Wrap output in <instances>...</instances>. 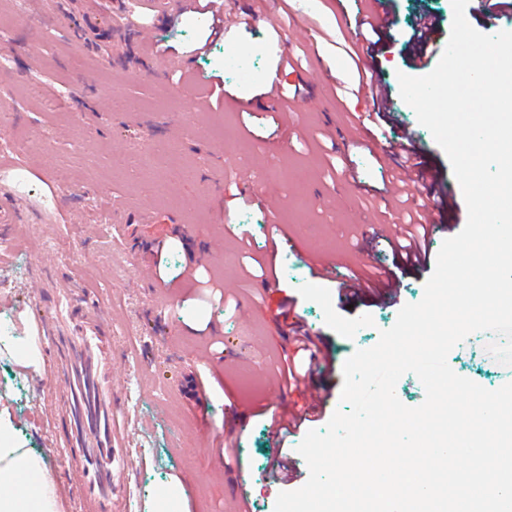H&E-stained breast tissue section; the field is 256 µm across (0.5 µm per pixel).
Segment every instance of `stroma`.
I'll return each instance as SVG.
<instances>
[{
  "label": "stroma",
  "mask_w": 512,
  "mask_h": 512,
  "mask_svg": "<svg viewBox=\"0 0 512 512\" xmlns=\"http://www.w3.org/2000/svg\"><path fill=\"white\" fill-rule=\"evenodd\" d=\"M115 0H0L11 54L0 64V201L17 199L24 215L19 244L0 245V322L13 338L0 342V404L10 412L14 442L60 455L45 401H61L46 366L61 349L43 343L39 314L52 299L39 286L66 282L112 319L113 377L119 395L113 439L133 460L126 483L132 503L115 499L116 512H157L152 490L177 487L175 512H274L277 496L307 481L297 447L307 431L324 429L340 405L341 368L359 349L373 347L401 307L419 302L432 266L397 265L385 241L367 253L394 276L340 299L338 283L315 277L311 258L352 261V234L382 220L395 206L381 192L375 161L385 138L356 130L352 116L367 99L340 94L352 83L353 63L338 41L348 31L356 0H312L303 16L284 19L281 0H224L236 15L224 33L172 0L164 17L149 8L110 24ZM393 19L376 58L390 102V136L412 134L424 151L426 182L447 188L436 218L460 232L467 207L444 151L419 124L399 93V74L418 75L407 40L421 14L438 23L446 46L451 0H385ZM248 23H240L243 14ZM165 55H158L157 47ZM302 56L296 69L280 68L281 54ZM240 52L253 71L240 79L224 63ZM277 72L281 87L300 95L286 122L262 85ZM199 73L227 97L213 105ZM283 225L292 245H274L272 224ZM251 235L242 253L231 235ZM276 267L271 286L244 278L249 256ZM204 267L223 294L197 287L184 269ZM291 302L289 318L278 308ZM304 323L322 339L332 377L315 375L314 389L331 397L317 421L287 440L268 431L279 402L275 367L288 348L287 320ZM37 350L44 371L15 360L13 344ZM486 342L468 336L448 356L458 375L487 389L505 384L490 364ZM202 378L204 412L186 392ZM209 440H202V433ZM237 436L238 460L224 465V435ZM287 455L295 469L277 482L272 467ZM245 481L249 503L232 486Z\"/></svg>",
  "instance_id": "stroma-1"
}]
</instances>
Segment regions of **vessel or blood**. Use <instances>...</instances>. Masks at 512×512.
Instances as JSON below:
<instances>
[{"instance_id":"b4317fda","label":"vessel or blood","mask_w":512,"mask_h":512,"mask_svg":"<svg viewBox=\"0 0 512 512\" xmlns=\"http://www.w3.org/2000/svg\"><path fill=\"white\" fill-rule=\"evenodd\" d=\"M53 307L42 316V340L65 347L50 366L65 402L54 410L66 448L68 472L81 493V512H114L131 459L112 442L116 385L112 376V326L73 288L52 289Z\"/></svg>"}]
</instances>
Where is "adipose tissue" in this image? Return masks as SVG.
Masks as SVG:
<instances>
[{"instance_id": "ef3b65f1", "label": "adipose tissue", "mask_w": 512, "mask_h": 512, "mask_svg": "<svg viewBox=\"0 0 512 512\" xmlns=\"http://www.w3.org/2000/svg\"><path fill=\"white\" fill-rule=\"evenodd\" d=\"M11 430L0 407V512H58L52 472L33 449L14 445Z\"/></svg>"}]
</instances>
